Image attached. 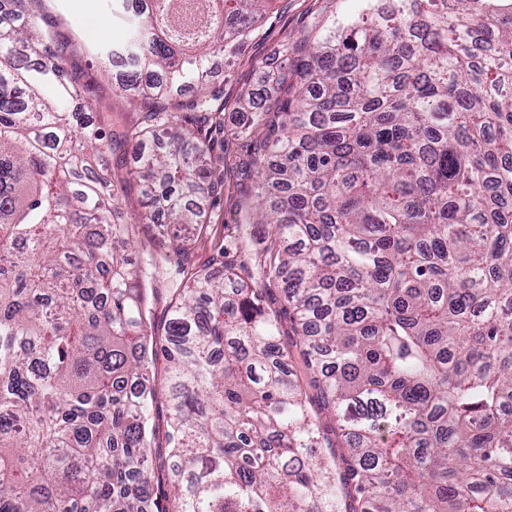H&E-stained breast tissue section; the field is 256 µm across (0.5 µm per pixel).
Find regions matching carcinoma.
I'll return each instance as SVG.
<instances>
[{
    "instance_id": "obj_1",
    "label": "carcinoma",
    "mask_w": 512,
    "mask_h": 512,
    "mask_svg": "<svg viewBox=\"0 0 512 512\" xmlns=\"http://www.w3.org/2000/svg\"><path fill=\"white\" fill-rule=\"evenodd\" d=\"M113 2L130 34L98 62L147 108L122 134L140 221L197 224L224 186V91L204 74L268 0ZM481 2L365 0L314 22L278 111L242 94L265 245L241 237L249 262L219 278L185 243L132 267L138 224L95 172L104 129L39 0H10L0 512H512V2ZM160 353L170 498L151 480Z\"/></svg>"
}]
</instances>
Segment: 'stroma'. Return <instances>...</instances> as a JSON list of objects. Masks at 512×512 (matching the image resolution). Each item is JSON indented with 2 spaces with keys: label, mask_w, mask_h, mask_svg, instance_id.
<instances>
[{
  "label": "stroma",
  "mask_w": 512,
  "mask_h": 512,
  "mask_svg": "<svg viewBox=\"0 0 512 512\" xmlns=\"http://www.w3.org/2000/svg\"><path fill=\"white\" fill-rule=\"evenodd\" d=\"M362 0H269L266 11L255 31L239 54L233 57L217 54L206 73L207 81L224 91V162L219 169L224 176V193L214 208L204 215L200 224L191 226L188 258L193 266H207L223 273L225 264H241L245 256L235 249L236 238L244 228L240 223L249 201L256 194L255 178L244 163L255 143L251 137L234 136V108L241 92L257 86L267 70L288 71L296 55L285 52V45L298 44L310 29L314 19L336 13L352 16L359 12ZM41 14L53 26L60 38L66 39L65 64L76 73L84 87V100L99 112L101 124L112 126L103 161L109 173L119 182L122 217L131 222L142 210L143 185L125 179L128 168L137 165L138 154L121 138L123 129L142 125L144 113L127 99L113 91L112 82L97 71L90 52V42L104 39L123 42L126 25L120 19L109 18L107 0H42ZM253 248L263 245L262 231L257 226L245 228Z\"/></svg>",
  "instance_id": "1"
}]
</instances>
